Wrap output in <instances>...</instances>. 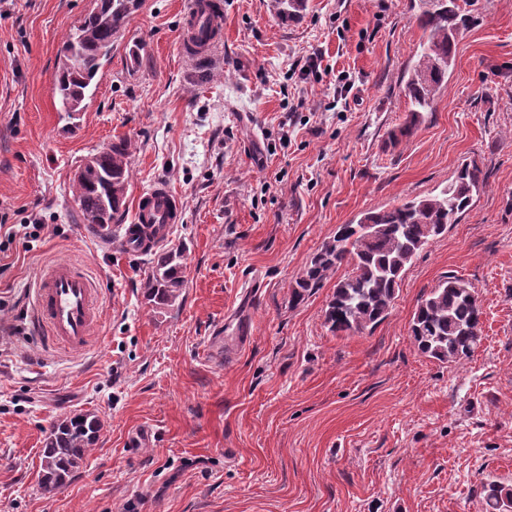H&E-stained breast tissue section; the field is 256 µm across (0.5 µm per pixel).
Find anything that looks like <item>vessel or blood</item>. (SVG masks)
<instances>
[{
  "instance_id": "1",
  "label": "vessel or blood",
  "mask_w": 512,
  "mask_h": 512,
  "mask_svg": "<svg viewBox=\"0 0 512 512\" xmlns=\"http://www.w3.org/2000/svg\"><path fill=\"white\" fill-rule=\"evenodd\" d=\"M222 0H189L183 15L180 37L183 47H191L195 35L209 28L211 37L198 60L209 57V51L223 39ZM182 216L180 199L166 181H155L139 198L134 222L128 225L127 238H135L146 225L160 227L179 223ZM102 316L98 290L93 281L70 261H58L38 278L33 296L30 329L46 341L57 342L68 349L83 351Z\"/></svg>"
}]
</instances>
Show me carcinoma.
Instances as JSON below:
<instances>
[{
    "mask_svg": "<svg viewBox=\"0 0 512 512\" xmlns=\"http://www.w3.org/2000/svg\"><path fill=\"white\" fill-rule=\"evenodd\" d=\"M414 19L423 32L416 60L407 66L401 83L410 100L407 123L389 133L396 145L413 134L439 95L453 68L460 38L471 14L460 0H414ZM136 0H97L96 6L64 42L76 52L78 63L62 61L52 87L61 110L72 115L85 108L101 60L112 50V41L136 11ZM269 8L282 21L297 20L307 0H269ZM132 143L113 140L79 167L75 197L82 223L103 236L112 235L126 203ZM480 163L472 159L456 171L439 193L415 197L399 205L367 211L350 224L337 227L292 285L296 302L305 299L340 268L325 309L329 330L338 336L373 327L387 314L396 290L413 259L473 203L486 185ZM135 251L151 253V270L144 282V297L155 308L172 306L184 285V263L178 250H158L153 235L138 237ZM483 309L472 286L447 275L422 297L413 315L411 335L420 354L443 364L469 359L482 339ZM102 423L94 412L75 413L56 420L45 439L39 486L46 493L63 487L99 440ZM492 512H512V490L496 483L484 486Z\"/></svg>",
    "mask_w": 512,
    "mask_h": 512,
    "instance_id": "carcinoma-1",
    "label": "carcinoma"
}]
</instances>
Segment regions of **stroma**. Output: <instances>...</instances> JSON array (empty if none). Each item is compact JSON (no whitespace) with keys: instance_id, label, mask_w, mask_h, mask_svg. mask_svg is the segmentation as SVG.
Instances as JSON below:
<instances>
[{"instance_id":"35a3bbf8","label":"stroma","mask_w":512,"mask_h":512,"mask_svg":"<svg viewBox=\"0 0 512 512\" xmlns=\"http://www.w3.org/2000/svg\"><path fill=\"white\" fill-rule=\"evenodd\" d=\"M187 2L140 0L69 118L52 85L94 0H0V224L42 225L0 242V512H488L484 484L512 488V0H471L432 112L394 148L422 37L413 0H309L287 23L267 0H224L206 64L179 40ZM315 51L320 69L302 76ZM119 137L135 146L130 207L106 240L81 223L74 177ZM473 158L485 188L375 327L329 330L335 273L292 303L338 225L438 192ZM158 179L184 206L162 247L181 250L185 283L165 309L143 296L148 256L122 246ZM58 260L102 297L79 353L28 329L23 290ZM449 274L484 308L459 364L410 335ZM86 411L104 423L98 444L43 494L46 431Z\"/></svg>"}]
</instances>
